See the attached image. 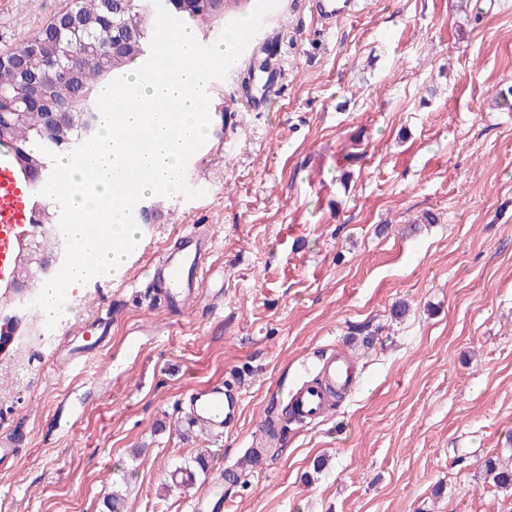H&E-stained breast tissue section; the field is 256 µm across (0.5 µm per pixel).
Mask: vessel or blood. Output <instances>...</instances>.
Wrapping results in <instances>:
<instances>
[{
    "label": "vessel or blood",
    "mask_w": 512,
    "mask_h": 512,
    "mask_svg": "<svg viewBox=\"0 0 512 512\" xmlns=\"http://www.w3.org/2000/svg\"><path fill=\"white\" fill-rule=\"evenodd\" d=\"M358 8V0H348L344 7L338 6L337 0H318L315 18L332 24L346 10ZM33 204L30 189L16 170L12 157L0 154V288L10 287L15 279L22 243L33 231L30 223ZM212 250V236L193 229L182 234L178 250L162 258L160 270L167 284L164 300L169 306H181L195 295ZM315 372L319 384H312L303 376L291 378L283 372L270 389L272 396L287 395L290 411L308 423L324 416L330 392L348 393L357 383L351 363L333 353L321 358ZM242 401L241 391L232 384L215 382L191 391L185 404L202 425L225 430L237 421Z\"/></svg>",
    "instance_id": "b4317fda"
}]
</instances>
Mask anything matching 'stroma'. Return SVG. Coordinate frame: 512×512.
<instances>
[{"label": "stroma", "mask_w": 512, "mask_h": 512, "mask_svg": "<svg viewBox=\"0 0 512 512\" xmlns=\"http://www.w3.org/2000/svg\"><path fill=\"white\" fill-rule=\"evenodd\" d=\"M71 2L0 0V54ZM316 4L279 0L267 85L243 62L212 94L185 173L202 197L161 198L122 278L67 293L55 326L23 319L0 354V512H108L114 493L190 512L218 487L232 512H512L483 472L512 462V0H363L330 30ZM192 225L214 234L212 273L168 312L154 269ZM88 322L106 345L70 370ZM340 350L359 387L293 422L268 395L281 369ZM231 376L240 420L193 426L184 396ZM270 417L261 464L225 475Z\"/></svg>", "instance_id": "1"}]
</instances>
